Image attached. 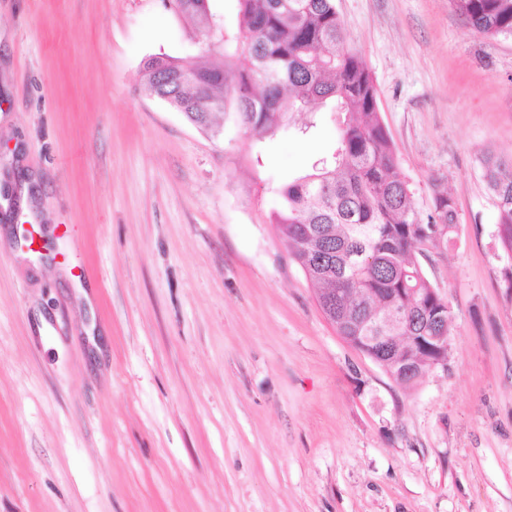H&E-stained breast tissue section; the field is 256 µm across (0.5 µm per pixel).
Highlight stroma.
<instances>
[{
    "label": "stroma",
    "mask_w": 512,
    "mask_h": 512,
    "mask_svg": "<svg viewBox=\"0 0 512 512\" xmlns=\"http://www.w3.org/2000/svg\"><path fill=\"white\" fill-rule=\"evenodd\" d=\"M163 0H0V512H512V256L480 156L512 157V37L448 0H336L420 213L447 368L410 389L326 319L273 222L344 116L213 138L153 55L233 70ZM38 244L23 248L19 230Z\"/></svg>",
    "instance_id": "35a3bbf8"
}]
</instances>
